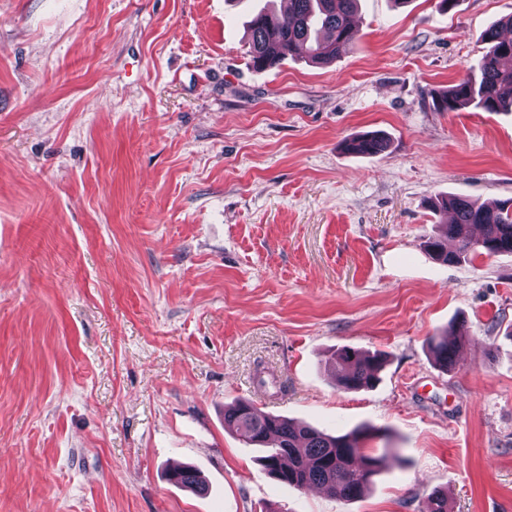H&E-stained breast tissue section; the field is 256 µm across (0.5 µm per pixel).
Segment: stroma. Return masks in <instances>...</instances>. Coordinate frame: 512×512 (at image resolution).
Segmentation results:
<instances>
[{"instance_id": "stroma-1", "label": "stroma", "mask_w": 512, "mask_h": 512, "mask_svg": "<svg viewBox=\"0 0 512 512\" xmlns=\"http://www.w3.org/2000/svg\"><path fill=\"white\" fill-rule=\"evenodd\" d=\"M437 3L360 0L357 46L258 71L286 0H0V512H512V255L424 248L430 200L512 198V114L431 101L512 0ZM345 346L387 354L374 389H336ZM239 399L384 429L370 491L277 483ZM344 150L353 155L374 156L388 148L386 137L376 131L366 132L348 139L343 144ZM461 335L451 330L444 336H432L428 339V349L434 364L448 371L456 363V352ZM170 480L176 485L202 494L207 492L208 487L201 477L199 471L192 466H178L171 470Z\"/></svg>"}]
</instances>
